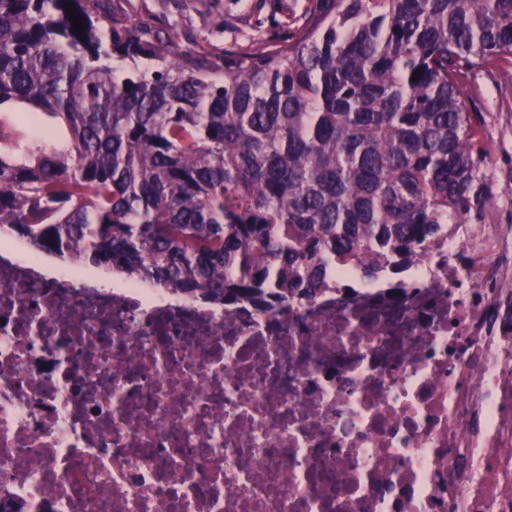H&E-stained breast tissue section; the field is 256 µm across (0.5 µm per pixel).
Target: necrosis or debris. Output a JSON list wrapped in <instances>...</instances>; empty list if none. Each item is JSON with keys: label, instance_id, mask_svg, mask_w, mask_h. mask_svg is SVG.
Wrapping results in <instances>:
<instances>
[{"label": "necrosis or debris", "instance_id": "obj_1", "mask_svg": "<svg viewBox=\"0 0 512 512\" xmlns=\"http://www.w3.org/2000/svg\"><path fill=\"white\" fill-rule=\"evenodd\" d=\"M0 235V497L25 512H512V227L263 312Z\"/></svg>", "mask_w": 512, "mask_h": 512}]
</instances>
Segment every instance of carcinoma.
I'll return each instance as SVG.
<instances>
[{
    "label": "carcinoma",
    "instance_id": "carcinoma-1",
    "mask_svg": "<svg viewBox=\"0 0 512 512\" xmlns=\"http://www.w3.org/2000/svg\"><path fill=\"white\" fill-rule=\"evenodd\" d=\"M0 0V228L216 303L311 300L481 220L462 94L512 57V0H330L281 38L174 59L94 0Z\"/></svg>",
    "mask_w": 512,
    "mask_h": 512
}]
</instances>
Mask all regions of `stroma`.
I'll list each match as a JSON object with an SVG mask.
<instances>
[{
    "label": "stroma",
    "instance_id": "stroma-1",
    "mask_svg": "<svg viewBox=\"0 0 512 512\" xmlns=\"http://www.w3.org/2000/svg\"><path fill=\"white\" fill-rule=\"evenodd\" d=\"M308 0H252V12L237 0H105L102 9L121 21L161 31L166 48L180 56L204 42L212 59L246 44L255 26L279 29L281 21L302 17ZM480 112L491 160L486 169L495 195L491 220L512 225V64L503 62L472 77L465 89Z\"/></svg>",
    "mask_w": 512,
    "mask_h": 512
}]
</instances>
